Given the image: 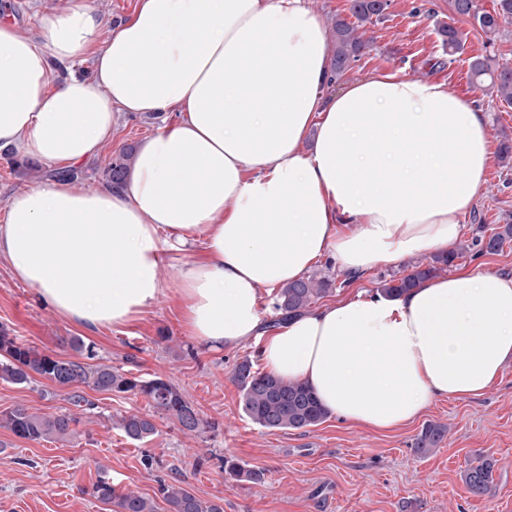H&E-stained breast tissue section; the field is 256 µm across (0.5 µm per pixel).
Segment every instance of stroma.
<instances>
[{
    "instance_id": "35a3bbf8",
    "label": "stroma",
    "mask_w": 512,
    "mask_h": 512,
    "mask_svg": "<svg viewBox=\"0 0 512 512\" xmlns=\"http://www.w3.org/2000/svg\"><path fill=\"white\" fill-rule=\"evenodd\" d=\"M59 4L0 0V18L38 36ZM445 24L464 34V51L453 58L439 35ZM507 30L490 45L473 19L452 14L448 0H391L383 18L369 27L371 48L345 74L349 80L383 72L441 80L485 111L492 160L475 202L459 217L462 242L471 239L477 224L490 230L512 224V161L499 156L503 138H512V105L469 81L471 57L512 66V23ZM161 124L151 114L117 113L111 140L94 159L74 166L76 178L91 191L106 187L109 158L137 150ZM11 157V151L0 150V205L57 171L37 160L16 167ZM159 277L165 288L147 314L127 326L89 332L44 303L0 261V326L18 342L78 361L81 353L67 341L80 337L96 363L170 381L213 424L202 433L187 432L158 415L156 434L133 442L113 419L149 413L148 399L91 390L87 396L96 407L80 413L77 433L69 439L33 442L0 426V512H107L87 493L101 476L111 478L120 492L157 500V512H168L157 499L162 480L182 481L198 497L221 502L224 512H512V364L482 397L437 400L414 423L393 431L355 427L333 415L312 428L269 431L245 417L234 380L242 361L262 368L258 340L207 350L182 324L180 301L170 289L175 271L162 266ZM17 404L47 415L70 407L66 392L45 378L28 385L0 380V412ZM429 422L447 424L449 432L439 448L422 457L413 444ZM479 454L493 458V482L487 494L473 496L461 474ZM230 456L263 471V481L238 482L225 474L222 460Z\"/></svg>"
}]
</instances>
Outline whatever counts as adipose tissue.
I'll use <instances>...</instances> for the list:
<instances>
[{
	"label": "adipose tissue",
	"instance_id": "obj_1",
	"mask_svg": "<svg viewBox=\"0 0 512 512\" xmlns=\"http://www.w3.org/2000/svg\"><path fill=\"white\" fill-rule=\"evenodd\" d=\"M101 27L82 0H65L40 43L0 21V149L76 165L111 140L115 110L175 117L121 187L54 179L12 196L0 259L44 302L89 330L124 326L170 266L200 343L261 336L268 372L376 430L482 396L512 364V277L490 270L397 298L358 291L260 330V289L324 259L352 277L447 251L491 162L482 109L395 73L325 98L331 58L306 0H138L104 42ZM88 58L92 76L52 83L51 60Z\"/></svg>",
	"mask_w": 512,
	"mask_h": 512
}]
</instances>
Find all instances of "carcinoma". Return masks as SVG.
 Returning a JSON list of instances; mask_svg holds the SVG:
<instances>
[{"label":"carcinoma","mask_w":512,"mask_h":512,"mask_svg":"<svg viewBox=\"0 0 512 512\" xmlns=\"http://www.w3.org/2000/svg\"><path fill=\"white\" fill-rule=\"evenodd\" d=\"M388 0H351L350 11L357 19L351 24L338 18L333 26L334 53L332 72L341 76L351 64L362 55L368 40L359 33V27L380 20L388 9ZM451 10L473 19L487 35L494 36L502 24L512 19V0H497V9L487 12L478 7L477 0H450ZM443 45L448 55L454 56L461 49L458 30L451 25L440 29ZM469 73L479 82L489 80L490 93L499 100L512 104V67L491 68L487 57H472ZM130 153L121 152L112 158L106 168V176L112 186L122 185ZM512 239V225L503 230L486 234L485 226L477 225L471 245L479 247L481 254H494L502 250L506 241ZM460 251L454 250L434 255L426 261L414 264V270L401 278L391 277L383 281L380 293L397 297L422 282L440 276L448 270ZM331 280L315 276L302 277L280 289L275 310L281 324L287 319L305 312L311 304L324 297L331 290ZM43 377L60 390L70 391L69 401L77 408L91 409L93 403L76 391L80 386L98 392L127 393L144 395L155 413L175 420L182 430L200 432L209 426L183 394L169 381L158 376L145 379L130 371H120L106 364L88 363L50 355L17 341L7 330L0 329V380L15 385H27L35 376ZM234 380L241 387V407L252 423L267 430H301L315 427L328 418V413L318 403L310 388L297 381H285L268 372L253 369L245 360L236 369ZM78 424L76 414L64 411L45 416L31 411L24 404H17L0 414V426L9 429L15 436L40 441L51 438L66 440L75 433ZM117 427L130 441H143L156 433V426L150 414H125L117 419ZM447 427L439 423H428L416 438L415 448L420 454H427L442 442ZM493 462L480 455L463 470L462 480L467 491L473 495L488 492L493 481ZM224 471L243 480L259 482L261 471L247 468L235 459H224ZM158 493L169 506V512H224L223 506L215 501L198 498L181 484L162 482ZM90 495L97 501L111 506L110 512H155L156 506L149 499L132 493H119L112 481L101 476L92 485Z\"/></svg>","instance_id":"1"}]
</instances>
